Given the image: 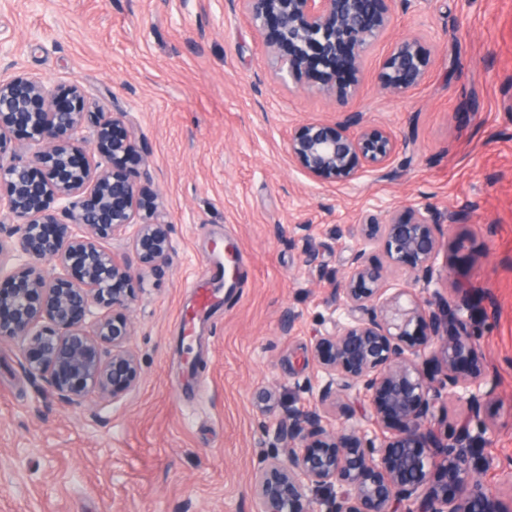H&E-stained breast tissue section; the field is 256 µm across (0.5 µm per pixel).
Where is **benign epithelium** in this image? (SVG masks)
<instances>
[{
	"label": "benign epithelium",
	"mask_w": 512,
	"mask_h": 512,
	"mask_svg": "<svg viewBox=\"0 0 512 512\" xmlns=\"http://www.w3.org/2000/svg\"><path fill=\"white\" fill-rule=\"evenodd\" d=\"M237 2L269 49L274 78L304 79L344 113L333 124L294 128L287 151L299 170L334 185L385 168L398 149L395 136L350 105L395 0ZM427 65L418 40L398 41L381 84L403 95L422 82ZM340 66L351 73L346 84L336 81ZM88 125L93 146L83 135ZM16 131L36 149L0 165V212L19 221L10 250L23 257L0 287V340L22 341V369L61 402L80 407L97 395L116 403L141 378L127 347L136 288L131 264L103 242L128 237L141 265L154 270L171 252L159 196L129 178L145 163L139 136L126 113L91 109L76 87L58 103L38 77L0 75V153ZM439 228L426 207L360 217L341 288L344 317L313 343L325 384L315 403L286 410L277 430L284 457L268 456L254 472L261 512H512L478 477L491 431L481 412L496 386L478 360L465 289L451 280L430 289ZM376 247L387 266L367 262ZM392 271L414 280L392 290ZM419 281L424 288H414ZM432 365L441 379L429 373ZM445 386L466 407L452 437L433 427ZM354 388L370 396L373 413L351 427H328L327 415Z\"/></svg>",
	"instance_id": "7a95c632"
}]
</instances>
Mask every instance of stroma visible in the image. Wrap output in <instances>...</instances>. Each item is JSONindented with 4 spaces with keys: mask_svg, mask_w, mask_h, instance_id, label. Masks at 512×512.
Instances as JSON below:
<instances>
[{
    "mask_svg": "<svg viewBox=\"0 0 512 512\" xmlns=\"http://www.w3.org/2000/svg\"><path fill=\"white\" fill-rule=\"evenodd\" d=\"M408 37L428 71L395 96L379 76ZM267 58L234 0H0V71L128 113L146 158L131 178L159 195L172 244L163 270L135 269L141 379L121 402L67 406L22 372L19 341L0 342V512H260L252 473L281 452L287 407L319 396L311 344L337 317L356 220L379 204L428 207L441 226L437 272L476 305L496 385L480 478L512 497V0H396L352 108L400 150L349 184L289 158L291 130L340 114L275 82ZM228 245L236 286L186 339L191 283Z\"/></svg>",
    "mask_w": 512,
    "mask_h": 512,
    "instance_id": "stroma-1",
    "label": "stroma"
}]
</instances>
